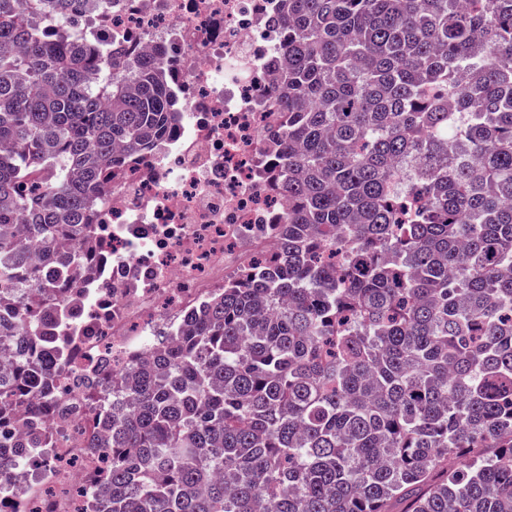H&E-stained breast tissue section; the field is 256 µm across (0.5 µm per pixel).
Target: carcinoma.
I'll list each match as a JSON object with an SVG mask.
<instances>
[{
  "label": "carcinoma",
  "instance_id": "obj_1",
  "mask_svg": "<svg viewBox=\"0 0 512 512\" xmlns=\"http://www.w3.org/2000/svg\"><path fill=\"white\" fill-rule=\"evenodd\" d=\"M0 0V428L64 365L58 271L182 102L155 56ZM288 210L224 288L112 370L93 512H512V0H278ZM0 446V512L22 448Z\"/></svg>",
  "mask_w": 512,
  "mask_h": 512
}]
</instances>
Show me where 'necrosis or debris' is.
I'll return each instance as SVG.
<instances>
[{
	"instance_id": "4bbe7bcc",
	"label": "necrosis or debris",
	"mask_w": 512,
	"mask_h": 512,
	"mask_svg": "<svg viewBox=\"0 0 512 512\" xmlns=\"http://www.w3.org/2000/svg\"><path fill=\"white\" fill-rule=\"evenodd\" d=\"M78 24L114 52L163 57L184 108L155 156L108 179L92 209L94 260L58 283L74 343L40 448L28 454L36 478L21 491L23 512H76L77 486L101 465L85 384L139 364L160 322L264 250L256 227L283 207L264 181V134L279 115L263 103L284 58L271 0H85Z\"/></svg>"
}]
</instances>
